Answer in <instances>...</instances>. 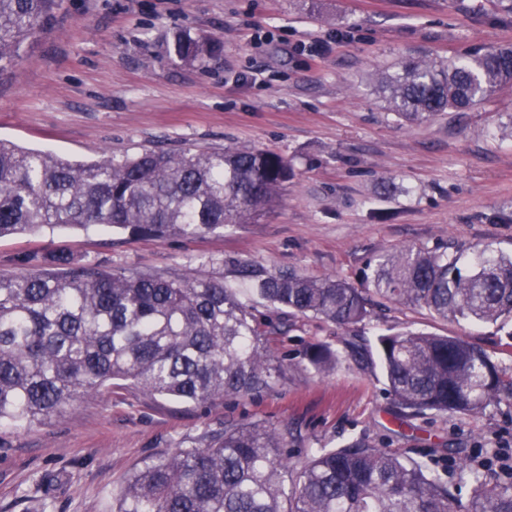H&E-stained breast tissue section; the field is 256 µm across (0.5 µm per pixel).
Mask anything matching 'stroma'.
Instances as JSON below:
<instances>
[{
  "instance_id": "obj_1",
  "label": "stroma",
  "mask_w": 512,
  "mask_h": 512,
  "mask_svg": "<svg viewBox=\"0 0 512 512\" xmlns=\"http://www.w3.org/2000/svg\"><path fill=\"white\" fill-rule=\"evenodd\" d=\"M215 52L185 62L177 38ZM512 44L500 0H61L0 77V139L70 160L145 148L267 149L295 175L251 224L185 240L116 228L45 227L0 238V275L25 255L67 254L115 270L216 278L255 314L234 261L335 276L364 287L377 257L407 246L512 254V87L467 112L396 121L372 78L408 58L462 60ZM367 342L390 328L462 336L512 376V331L443 322L422 308L370 303ZM346 333L298 316L275 337L287 374L260 393L197 405L113 385L63 416L0 427V512H116L126 480L176 449L201 447L228 420L287 429L303 456L364 438L443 470L439 449L512 448V404L476 417L398 419L371 359L344 356ZM312 344L341 351L315 371Z\"/></svg>"
}]
</instances>
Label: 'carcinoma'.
<instances>
[{"label":"carcinoma","instance_id":"obj_1","mask_svg":"<svg viewBox=\"0 0 512 512\" xmlns=\"http://www.w3.org/2000/svg\"><path fill=\"white\" fill-rule=\"evenodd\" d=\"M57 0H0V76ZM207 40L175 41L181 61H205ZM512 87V46L467 60L408 59L377 77L387 110L413 125L449 109L474 108ZM293 176L273 151L148 148L79 162L0 140V238L43 226L115 227L136 238L204 236L249 224ZM446 247L383 254L365 288L236 264L237 276L281 315L259 318L235 289L212 278L112 270L96 261L23 256L0 276V425H42L118 381L151 396L208 404L247 396L280 378L271 336L285 317L313 316L351 328L369 296L425 308L445 321H512V256L480 252L470 267ZM387 393L404 417H476L512 400V379L461 336L389 330L375 349ZM318 372L340 354L315 344ZM461 487L364 439L300 463L272 424L226 423L203 447L179 448L125 483L117 512H512V467L448 449Z\"/></svg>","mask_w":512,"mask_h":512}]
</instances>
